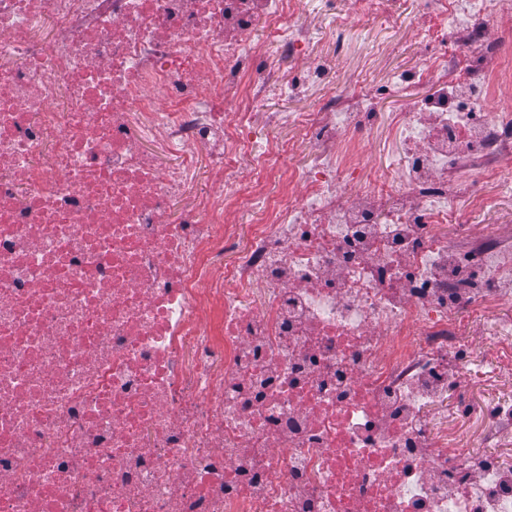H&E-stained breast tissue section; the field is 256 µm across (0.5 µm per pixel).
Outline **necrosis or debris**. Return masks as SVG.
<instances>
[{
    "mask_svg": "<svg viewBox=\"0 0 512 512\" xmlns=\"http://www.w3.org/2000/svg\"><path fill=\"white\" fill-rule=\"evenodd\" d=\"M418 4L431 54L358 92L334 0H0V512H512L480 455L512 396L474 394L512 384V241L439 231L512 157V108L455 91L512 0ZM384 99L406 147L362 207ZM286 125L305 165L261 138ZM279 137L288 138V142L292 148L293 161L300 164L311 152L312 146L303 138L298 130L288 126L281 131Z\"/></svg>",
    "mask_w": 512,
    "mask_h": 512,
    "instance_id": "necrosis-or-debris-1",
    "label": "necrosis or debris"
}]
</instances>
